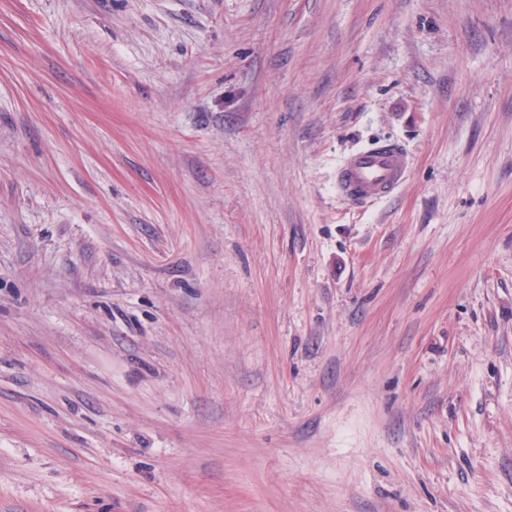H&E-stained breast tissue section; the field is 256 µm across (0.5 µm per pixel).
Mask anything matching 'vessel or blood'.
Masks as SVG:
<instances>
[{
    "instance_id": "vessel-or-blood-1",
    "label": "vessel or blood",
    "mask_w": 512,
    "mask_h": 512,
    "mask_svg": "<svg viewBox=\"0 0 512 512\" xmlns=\"http://www.w3.org/2000/svg\"><path fill=\"white\" fill-rule=\"evenodd\" d=\"M409 160L395 142H375L349 154L336 170V187L353 202L382 200L407 178Z\"/></svg>"
}]
</instances>
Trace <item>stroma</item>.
I'll return each instance as SVG.
<instances>
[{
	"label": "stroma",
	"instance_id": "35a3bbf8",
	"mask_svg": "<svg viewBox=\"0 0 512 512\" xmlns=\"http://www.w3.org/2000/svg\"><path fill=\"white\" fill-rule=\"evenodd\" d=\"M0 512H512V0H0ZM409 160L396 142H375L349 154L336 170V187L353 202L382 200L407 178Z\"/></svg>",
	"mask_w": 512,
	"mask_h": 512
}]
</instances>
